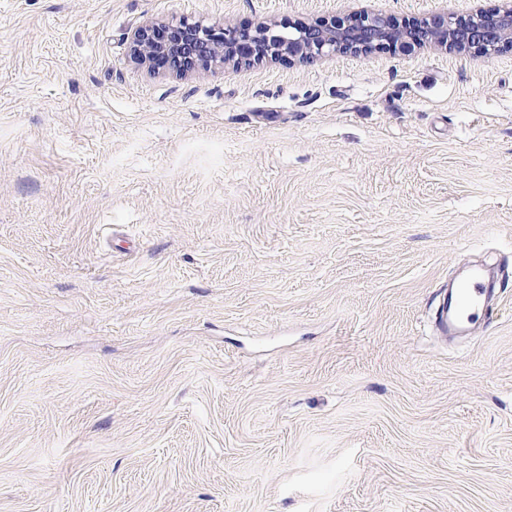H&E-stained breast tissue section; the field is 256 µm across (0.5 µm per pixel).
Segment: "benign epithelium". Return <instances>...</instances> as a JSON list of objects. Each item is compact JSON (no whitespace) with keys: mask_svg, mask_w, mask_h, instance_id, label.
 <instances>
[{"mask_svg":"<svg viewBox=\"0 0 512 512\" xmlns=\"http://www.w3.org/2000/svg\"><path fill=\"white\" fill-rule=\"evenodd\" d=\"M427 45L482 56L512 50V0L466 15L431 13L402 21L368 12L281 27L276 23L235 27L180 19L139 27L131 37L130 53L152 72L164 70L186 76L199 70L239 69L269 60L313 64L336 55L367 58L386 52L405 54Z\"/></svg>","mask_w":512,"mask_h":512,"instance_id":"1","label":"benign epithelium"}]
</instances>
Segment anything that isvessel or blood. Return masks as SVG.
I'll use <instances>...</instances> for the list:
<instances>
[{"label":"vessel or blood","mask_w":512,"mask_h":512,"mask_svg":"<svg viewBox=\"0 0 512 512\" xmlns=\"http://www.w3.org/2000/svg\"><path fill=\"white\" fill-rule=\"evenodd\" d=\"M495 288L494 270L482 264L470 266L466 278L449 288L436 310L438 331L462 332L469 329L489 311Z\"/></svg>","instance_id":"vessel-or-blood-1"}]
</instances>
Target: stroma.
<instances>
[{
    "label": "stroma",
    "mask_w": 512,
    "mask_h": 512,
    "mask_svg": "<svg viewBox=\"0 0 512 512\" xmlns=\"http://www.w3.org/2000/svg\"><path fill=\"white\" fill-rule=\"evenodd\" d=\"M499 4L0 0V512H512V51L128 52ZM477 260L497 304L436 335Z\"/></svg>",
    "instance_id": "stroma-1"
}]
</instances>
